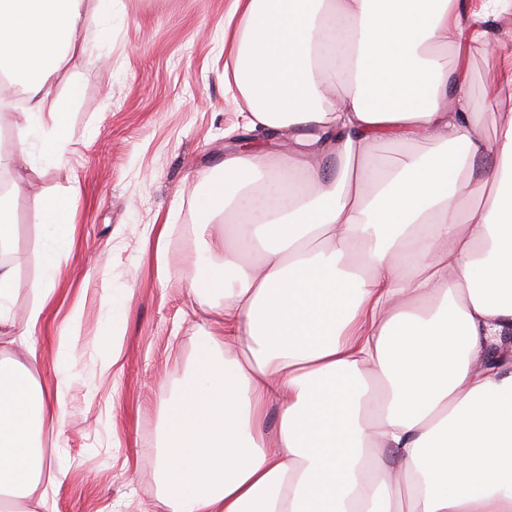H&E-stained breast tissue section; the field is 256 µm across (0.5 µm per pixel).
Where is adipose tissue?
I'll return each mask as SVG.
<instances>
[{
	"mask_svg": "<svg viewBox=\"0 0 512 512\" xmlns=\"http://www.w3.org/2000/svg\"><path fill=\"white\" fill-rule=\"evenodd\" d=\"M117 0H0V81L31 147L61 156L70 98L51 79ZM507 0H234L224 82L272 149H238L199 195L192 280L214 333L166 406L167 512H512V106L477 134L466 67ZM416 145L372 166L384 138ZM493 154V167L477 157ZM330 157L333 174L318 160ZM13 182L0 195V512H46L67 476L43 446L67 376L40 385L37 332L71 250L73 204L45 199L52 245L23 321ZM276 428H268L270 410Z\"/></svg>",
	"mask_w": 512,
	"mask_h": 512,
	"instance_id": "1",
	"label": "adipose tissue"
}]
</instances>
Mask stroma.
<instances>
[{
	"label": "stroma",
	"instance_id": "stroma-1",
	"mask_svg": "<svg viewBox=\"0 0 512 512\" xmlns=\"http://www.w3.org/2000/svg\"><path fill=\"white\" fill-rule=\"evenodd\" d=\"M232 0H122L111 17L80 31L87 52L55 77L81 91L68 114L70 143L60 158L36 162L13 200L9 256L20 286L12 308L23 315L29 285L42 274L49 242L37 219L44 197H70L74 245L60 263L56 298L38 333L42 358L33 375L53 385L65 370L64 430L47 429L48 453L67 470L54 512H163L154 468L163 411L212 328L191 281L207 260L194 205L217 177L224 141L244 134L243 103L224 85L221 38ZM493 50L469 56L481 133L495 137L497 106L487 95L496 74L512 68V13L494 24ZM169 227L164 253L152 225ZM121 298V361L100 369L108 314L103 289ZM81 330L61 362L59 329L73 304Z\"/></svg>",
	"mask_w": 512,
	"mask_h": 512
}]
</instances>
